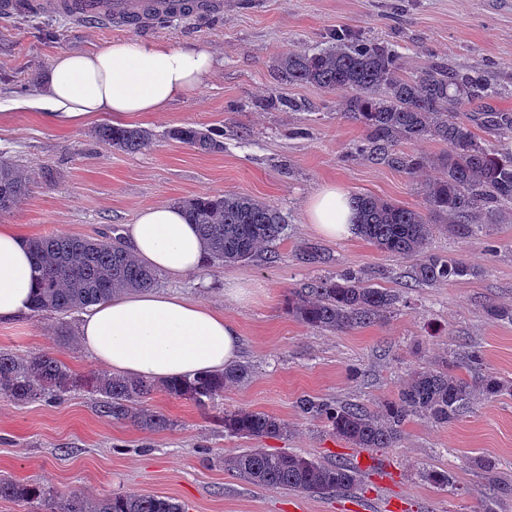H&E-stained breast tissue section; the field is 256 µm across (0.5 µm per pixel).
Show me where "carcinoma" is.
I'll use <instances>...</instances> for the list:
<instances>
[{
    "label": "carcinoma",
    "instance_id": "obj_1",
    "mask_svg": "<svg viewBox=\"0 0 512 512\" xmlns=\"http://www.w3.org/2000/svg\"><path fill=\"white\" fill-rule=\"evenodd\" d=\"M279 71L290 82L344 93V113L360 121L365 135L355 154L380 161L405 173L427 166L445 176L425 187V209L400 206L374 195L352 196L357 234L388 254L417 258L416 281L454 282L472 275L465 262L428 250L437 225L445 218L477 236L485 220L499 206L512 203V113L477 112L470 121L452 118L451 111L465 102L489 97L495 88L465 66L437 64L415 78L400 73L399 56L375 42H336L316 52L290 51L278 58ZM479 127L497 135L496 142L477 136ZM171 138L205 152H219V132L193 125L175 127ZM95 138L127 153L140 152L153 140L141 127L104 124ZM434 140L448 146L436 159L409 154L408 143ZM28 181L16 165L0 157V212L25 199ZM186 220L197 226L207 261L236 265L281 239L286 224L274 206L236 193L200 194L179 202ZM30 249L40 270L39 291L33 305L37 313L66 314L97 301L155 286L157 273L140 263L118 239L76 236H35ZM399 297L376 288L361 274L345 270L315 280L290 293L288 312L307 327L344 332L371 323L391 311ZM483 357L471 350L439 369H415L400 386L397 397L370 409L364 405L304 399L302 413L324 420L336 437L354 448H393L400 428L411 416L448 425L462 415L475 394L492 399L512 392V381L484 373L475 383L456 376L455 369L480 371ZM252 374L247 364H234L222 373H200L192 378L157 384L106 371L82 375L48 354L26 358L0 350V397L17 404L55 403L67 393L86 389L94 408L107 420L129 421L152 431L172 426L154 411L149 396L160 388L168 395L204 406L224 396L226 388ZM224 433L247 439L278 438L288 433L279 417L247 409L224 410ZM224 470L257 486L280 487L300 493L324 494L357 485L358 470L344 462L322 464L297 453L247 448L224 456ZM43 496L30 485L0 478V498L28 502ZM57 512H187L184 504L168 496L132 493L120 496L70 494Z\"/></svg>",
    "mask_w": 512,
    "mask_h": 512
}]
</instances>
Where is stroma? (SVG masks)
<instances>
[{
	"instance_id": "1",
	"label": "stroma",
	"mask_w": 512,
	"mask_h": 512,
	"mask_svg": "<svg viewBox=\"0 0 512 512\" xmlns=\"http://www.w3.org/2000/svg\"><path fill=\"white\" fill-rule=\"evenodd\" d=\"M337 33L395 50L408 77L442 62L468 66L497 86L495 98L464 105L460 117L484 106L512 113V0H224L222 16L166 21L151 39L209 46L220 64L196 95L138 119L154 139L133 154L97 141L93 126L57 130L16 103L39 91L57 53H92L134 30L52 16L0 24V156L33 180L27 199L0 213V225L31 237L115 238L141 207L224 192L274 205L287 223L277 245L248 264L210 263L198 276L158 277V289L237 323L240 360L252 367L247 381L205 406L155 391L152 408L174 423L159 432L100 418L84 389L50 405L0 398V477L44 488L58 501L74 490L139 491L175 498L187 512H512V492H500L496 481L503 475L512 482L510 394L476 397L448 425L409 418L395 447L372 452L337 440L327 423L298 408L305 397L376 407L396 396L410 369H435L470 349L481 352L485 371L512 380V321L487 314L492 305L512 307V204L476 237L439 225L429 251L473 269L450 284L417 282L415 257L381 252L357 236L329 240L307 224L306 201L325 184L420 209L426 179L438 174L428 168L410 176L353 154L365 129L340 110L341 92L281 76L282 53L324 48ZM184 125L219 130L223 151L169 138ZM346 268L399 295V303L346 332L312 329L289 315L291 291ZM229 279L251 284L248 303L225 295ZM77 319L47 312L1 325L0 349L20 357L47 353L78 373L97 370L68 340ZM237 407L284 419L287 435H226L221 418ZM257 447L326 464L371 457L378 466L361 470L353 490L325 495L261 488L225 472L224 455ZM429 469L450 471L453 486L426 481Z\"/></svg>"
}]
</instances>
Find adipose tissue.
I'll return each instance as SVG.
<instances>
[{
  "label": "adipose tissue",
  "mask_w": 512,
  "mask_h": 512,
  "mask_svg": "<svg viewBox=\"0 0 512 512\" xmlns=\"http://www.w3.org/2000/svg\"><path fill=\"white\" fill-rule=\"evenodd\" d=\"M216 65L207 47L121 39L92 54H56L43 91L22 106L58 129L85 126L103 113L122 123L164 111L174 100L199 92ZM306 219L328 238L345 239L356 232L351 197L333 184L309 198ZM123 234L142 263L170 278L197 275L205 267L197 228L179 207H143ZM38 277L27 236L14 225L1 224L0 325L21 323L32 314ZM77 336L99 365L154 381L223 371L237 359L240 344L236 324L223 313L158 290L121 294L90 306Z\"/></svg>",
  "instance_id": "obj_1"
}]
</instances>
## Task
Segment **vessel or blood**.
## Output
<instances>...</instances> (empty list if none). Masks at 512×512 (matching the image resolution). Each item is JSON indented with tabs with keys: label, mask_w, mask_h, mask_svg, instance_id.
<instances>
[{
	"label": "vessel or blood",
	"mask_w": 512,
	"mask_h": 512,
	"mask_svg": "<svg viewBox=\"0 0 512 512\" xmlns=\"http://www.w3.org/2000/svg\"><path fill=\"white\" fill-rule=\"evenodd\" d=\"M224 0H0V20L61 16L80 24L139 28L164 18L219 14Z\"/></svg>",
	"instance_id": "b4317fda"
}]
</instances>
